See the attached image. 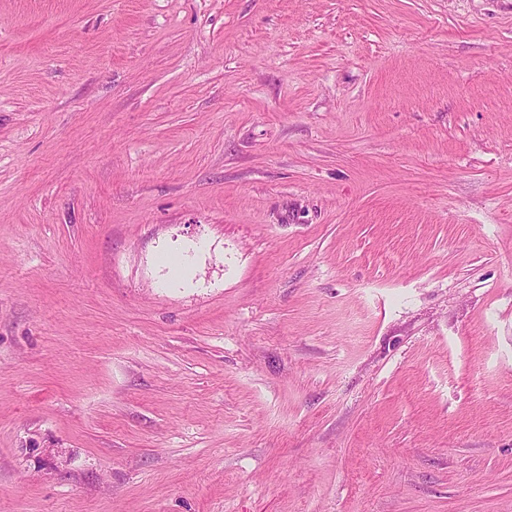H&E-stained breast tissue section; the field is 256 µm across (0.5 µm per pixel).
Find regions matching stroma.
<instances>
[{
	"label": "stroma",
	"mask_w": 512,
	"mask_h": 512,
	"mask_svg": "<svg viewBox=\"0 0 512 512\" xmlns=\"http://www.w3.org/2000/svg\"><path fill=\"white\" fill-rule=\"evenodd\" d=\"M0 512H512V0H0Z\"/></svg>",
	"instance_id": "stroma-1"
}]
</instances>
